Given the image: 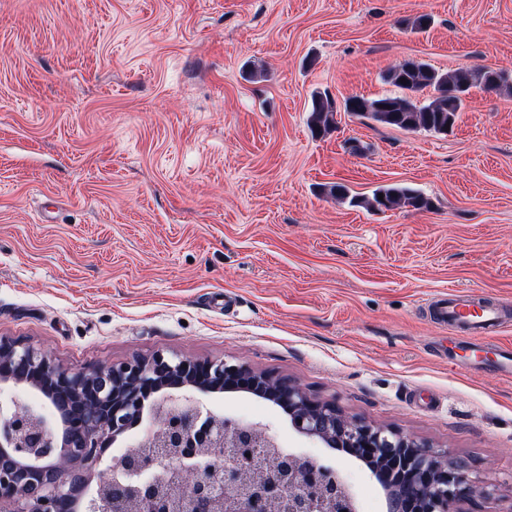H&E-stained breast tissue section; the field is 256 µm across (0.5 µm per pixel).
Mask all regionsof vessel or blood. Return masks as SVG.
Masks as SVG:
<instances>
[{"label":"vessel or blood","mask_w":512,"mask_h":512,"mask_svg":"<svg viewBox=\"0 0 512 512\" xmlns=\"http://www.w3.org/2000/svg\"><path fill=\"white\" fill-rule=\"evenodd\" d=\"M432 316L456 332L461 343L491 346L501 325L499 308L474 299L468 292L452 290L430 302Z\"/></svg>","instance_id":"vessel-or-blood-1"}]
</instances>
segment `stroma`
<instances>
[{
  "label": "stroma",
  "instance_id": "1",
  "mask_svg": "<svg viewBox=\"0 0 512 512\" xmlns=\"http://www.w3.org/2000/svg\"><path fill=\"white\" fill-rule=\"evenodd\" d=\"M407 60L512 77V0H0V337L70 368L247 362L494 484L464 512H512V379L449 360L426 307L472 291L512 345V89H471L445 134L345 111L399 95ZM316 92L337 104L321 136ZM337 183L431 206L352 207ZM209 403L388 512L279 407Z\"/></svg>",
  "mask_w": 512,
  "mask_h": 512
}]
</instances>
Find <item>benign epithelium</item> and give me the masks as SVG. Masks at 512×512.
<instances>
[{"mask_svg": "<svg viewBox=\"0 0 512 512\" xmlns=\"http://www.w3.org/2000/svg\"><path fill=\"white\" fill-rule=\"evenodd\" d=\"M45 392L57 422L0 395V512H355L340 474L279 447L268 428L213 412L204 398L245 392L269 400L299 434L369 464L391 512H461L489 498L444 453L311 399L245 362L157 351L74 369L21 341L0 339L1 384ZM149 440L99 470L105 449L143 419Z\"/></svg>", "mask_w": 512, "mask_h": 512, "instance_id": "7a95c632", "label": "benign epithelium"}]
</instances>
